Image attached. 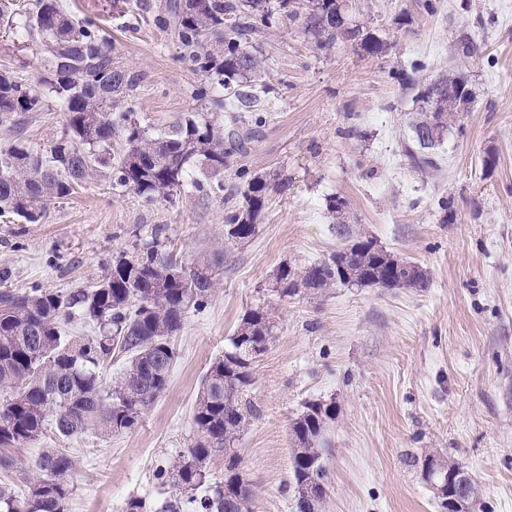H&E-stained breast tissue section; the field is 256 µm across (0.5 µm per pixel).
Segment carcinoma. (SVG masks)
Wrapping results in <instances>:
<instances>
[{"instance_id":"carcinoma-1","label":"carcinoma","mask_w":512,"mask_h":512,"mask_svg":"<svg viewBox=\"0 0 512 512\" xmlns=\"http://www.w3.org/2000/svg\"><path fill=\"white\" fill-rule=\"evenodd\" d=\"M296 0H169L166 15L156 19L174 33L179 59L190 62L203 83L196 98L207 100L215 113L224 111V91L237 85L233 97L239 108L255 107L266 59L257 55L254 35L269 27L275 12L302 17V28L318 49L336 40L355 41L369 56L385 45L367 28L349 22L343 0H309L300 15ZM112 8L128 19L144 16L147 0H112ZM0 26L21 41L42 46L38 83L20 71L27 62L0 64V121L17 114L40 112L44 92L55 97L65 122L49 150H30L21 138L0 149V216L13 215L28 224L41 221L48 202L63 199L83 187L89 169L107 164L112 139L122 137L127 150L112 163V188L129 189L147 202L170 201L192 191L204 192L208 180L224 172L228 157L239 152L247 137L224 131L218 120L189 114L167 129L151 132L132 119L131 103L140 75L118 64L111 37L90 16L64 11L60 0H30L19 5L0 0ZM70 61L69 71H56L55 57ZM423 64L413 62L391 73L406 89L418 87ZM415 100L423 103L412 124L419 150H408L413 165L434 169L428 150L448 130L449 114L462 111L471 93L462 74L439 76ZM284 182L252 175L245 168L236 182H217L224 203L225 237L245 241L258 232V220L269 193L282 192ZM346 201L333 198L328 209L338 214L336 234L348 240L339 253L314 262L297 273L279 270L282 297L301 289L319 292L337 283L360 287L424 288L427 275L417 265L388 255L391 270L378 262L370 239L352 240L343 220ZM215 265L204 260L190 268L178 263L152 231L132 255H120L106 277L92 288L46 291L32 288L0 292V469L14 465L12 450L39 441L47 427L71 439L96 429L103 434L132 431L144 411L167 389L176 359L173 340L192 308L199 310L212 295ZM76 320L98 328L94 336H69ZM274 322L257 306L243 315L231 338L232 350L215 358L205 372L193 407L196 438L172 465L155 474L175 490L165 512H251L255 488L246 477L243 460L234 448L250 414L243 398L250 384L252 360L267 348ZM127 361L119 376L106 386L100 375L112 354ZM332 403L313 402L294 420L291 432L293 512H321L328 495L324 463L325 431L335 415ZM224 454V477L211 478L207 461ZM36 476L27 477L16 491L0 486V512H66L70 479L76 462L62 448H43L35 460ZM423 469L444 480L440 508L450 512L459 491L471 499L479 494L469 476L460 478L456 463H436L425 457Z\"/></svg>"}]
</instances>
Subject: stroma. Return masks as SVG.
I'll list each match as a JSON object with an SVG mask.
<instances>
[{
  "label": "stroma",
  "instance_id": "1",
  "mask_svg": "<svg viewBox=\"0 0 512 512\" xmlns=\"http://www.w3.org/2000/svg\"><path fill=\"white\" fill-rule=\"evenodd\" d=\"M62 3L105 19L115 54L140 74V126L210 117L194 96L201 78L179 60L169 31L151 21L128 30L112 0ZM435 3L431 13L423 0H351L353 21L387 45L378 57L351 43L317 50L282 13L256 35L269 63L263 122L247 150L228 158L224 179L243 167L287 179L288 189L269 195L249 241H225L218 197L147 203L113 191L103 166L77 194L51 202L40 223L0 217V291L94 285L158 224L183 266L218 261L209 303L187 314L169 386L138 427L69 440L46 432L15 451L18 466L0 471V482L19 484L41 449L63 448L77 461L67 512H122L133 494L160 512L172 489L154 473L192 445L203 375L231 350L245 310L262 306L275 328L251 366L244 397L253 413L236 443L256 487L252 512H292L291 426L311 402L336 406L323 512H441L422 470L428 455L463 465L478 483L474 512H512V0ZM463 33L477 54H459ZM415 60L425 64L420 87L460 71L473 98L435 148L433 172L406 156L419 104L391 77ZM15 120L39 151L64 116L49 97L43 111ZM489 153L496 162L487 169ZM334 196L348 203L352 235L417 263L427 287L274 292L281 266L299 270L343 247L327 209Z\"/></svg>",
  "mask_w": 512,
  "mask_h": 512
}]
</instances>
